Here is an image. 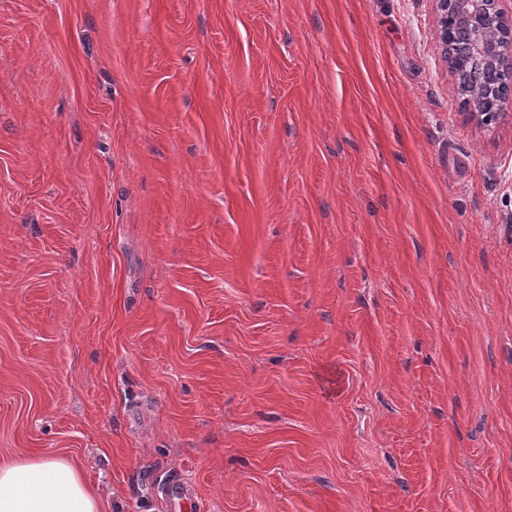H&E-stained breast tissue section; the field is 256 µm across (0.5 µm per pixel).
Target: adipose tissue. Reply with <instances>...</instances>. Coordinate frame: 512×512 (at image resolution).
<instances>
[{
	"mask_svg": "<svg viewBox=\"0 0 512 512\" xmlns=\"http://www.w3.org/2000/svg\"><path fill=\"white\" fill-rule=\"evenodd\" d=\"M0 512H101L71 462L28 457L0 465Z\"/></svg>",
	"mask_w": 512,
	"mask_h": 512,
	"instance_id": "1",
	"label": "adipose tissue"
}]
</instances>
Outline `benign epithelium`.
Masks as SVG:
<instances>
[{
    "mask_svg": "<svg viewBox=\"0 0 512 512\" xmlns=\"http://www.w3.org/2000/svg\"><path fill=\"white\" fill-rule=\"evenodd\" d=\"M442 52L456 74L468 72V61L448 52V0H435ZM503 0H453L456 31L468 42L470 55L486 71L512 73V12H506ZM484 98L476 93L470 100V116L483 124L512 114V91L493 101L494 111L486 112Z\"/></svg>",
    "mask_w": 512,
    "mask_h": 512,
    "instance_id": "obj_1",
    "label": "benign epithelium"
}]
</instances>
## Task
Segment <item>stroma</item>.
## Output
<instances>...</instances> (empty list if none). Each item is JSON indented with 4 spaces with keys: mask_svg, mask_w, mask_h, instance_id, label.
<instances>
[{
    "mask_svg": "<svg viewBox=\"0 0 512 512\" xmlns=\"http://www.w3.org/2000/svg\"><path fill=\"white\" fill-rule=\"evenodd\" d=\"M103 512H512V118L433 0H0V462ZM437 9V23L440 32V42L442 52L445 59H447L449 67L456 74H464L468 72V61L464 59H457L454 55L448 52V20L452 13V6L447 0H435ZM448 7V8H447ZM485 98L493 97V90L485 91ZM478 92L474 91V97L470 100L469 108L471 112H469L470 116L483 124H490L492 121L496 120L499 117L512 115V91L499 95L493 101V108L495 112H483V101L484 99Z\"/></svg>",
    "mask_w": 512,
    "mask_h": 512,
    "instance_id": "35a3bbf8",
    "label": "stroma"
}]
</instances>
